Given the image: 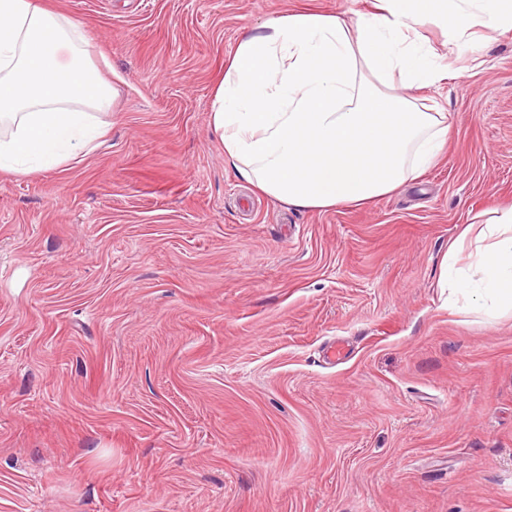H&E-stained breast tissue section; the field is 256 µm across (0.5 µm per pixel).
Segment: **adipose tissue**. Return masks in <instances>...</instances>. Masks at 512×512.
Returning a JSON list of instances; mask_svg holds the SVG:
<instances>
[{"label": "adipose tissue", "mask_w": 512, "mask_h": 512, "mask_svg": "<svg viewBox=\"0 0 512 512\" xmlns=\"http://www.w3.org/2000/svg\"><path fill=\"white\" fill-rule=\"evenodd\" d=\"M512 29V0H375L344 18L292 12L241 35L214 90L211 126L241 179L285 205L326 211L388 196L444 154L448 115L418 89L447 75L419 38ZM85 37L44 0H0V172L30 175L88 153L117 89ZM446 251L439 283L512 314V206L475 215ZM480 274L465 281L463 261Z\"/></svg>", "instance_id": "obj_1"}]
</instances>
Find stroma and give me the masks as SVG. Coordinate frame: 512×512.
<instances>
[{
  "label": "stroma",
  "instance_id": "stroma-1",
  "mask_svg": "<svg viewBox=\"0 0 512 512\" xmlns=\"http://www.w3.org/2000/svg\"><path fill=\"white\" fill-rule=\"evenodd\" d=\"M46 3L118 96L82 159L0 173V512H512V316L438 284L512 204V31L422 29L467 67L418 92L445 155L311 211L225 161L213 86L246 30L368 0Z\"/></svg>",
  "mask_w": 512,
  "mask_h": 512
}]
</instances>
